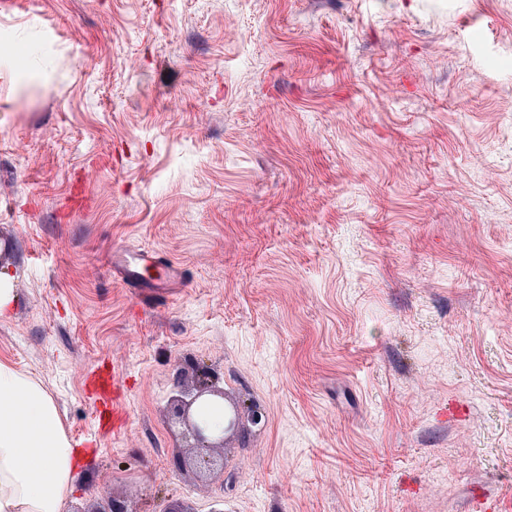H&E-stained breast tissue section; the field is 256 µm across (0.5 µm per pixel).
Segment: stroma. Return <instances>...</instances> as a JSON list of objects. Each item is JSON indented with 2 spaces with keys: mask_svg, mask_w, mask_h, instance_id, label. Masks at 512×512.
Masks as SVG:
<instances>
[{
  "mask_svg": "<svg viewBox=\"0 0 512 512\" xmlns=\"http://www.w3.org/2000/svg\"><path fill=\"white\" fill-rule=\"evenodd\" d=\"M1 39L0 360L78 452L62 512H512V0H0ZM195 364L241 417L208 480L165 419ZM112 272L128 286L162 292L163 288H174L182 279V269L178 265L160 263L154 251L148 248L137 251L114 249ZM16 276L8 262L0 261V319L10 318L18 302V288H15ZM89 397L99 405L98 429L117 437L126 429L130 414L126 404L123 374L119 367H98L85 373Z\"/></svg>",
  "mask_w": 512,
  "mask_h": 512,
  "instance_id": "1",
  "label": "stroma"
}]
</instances>
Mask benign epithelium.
<instances>
[{
    "label": "benign epithelium",
    "instance_id": "1",
    "mask_svg": "<svg viewBox=\"0 0 512 512\" xmlns=\"http://www.w3.org/2000/svg\"><path fill=\"white\" fill-rule=\"evenodd\" d=\"M193 372L194 381L190 386L183 380V371L176 373V393L170 399L171 422L180 429L186 443L177 448L180 463L193 465L200 475L207 477L224 467L211 456V450L224 448V428H216L200 419L197 407L208 403L224 405V390L218 387L207 368L195 367Z\"/></svg>",
    "mask_w": 512,
    "mask_h": 512
}]
</instances>
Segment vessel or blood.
<instances>
[{"label":"vessel or blood","mask_w":512,"mask_h":512,"mask_svg":"<svg viewBox=\"0 0 512 512\" xmlns=\"http://www.w3.org/2000/svg\"><path fill=\"white\" fill-rule=\"evenodd\" d=\"M112 271L126 285L157 291L172 288L182 279L175 263H160L153 250L132 251L117 248L112 252ZM85 386L90 398L99 405V430L120 435L126 429L130 414L126 404L123 374L119 367H98L86 372Z\"/></svg>","instance_id":"1"}]
</instances>
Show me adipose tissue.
<instances>
[{"label":"adipose tissue","mask_w":512,"mask_h":512,"mask_svg":"<svg viewBox=\"0 0 512 512\" xmlns=\"http://www.w3.org/2000/svg\"><path fill=\"white\" fill-rule=\"evenodd\" d=\"M74 469L52 396L1 360L0 512H61Z\"/></svg>","instance_id":"1"}]
</instances>
